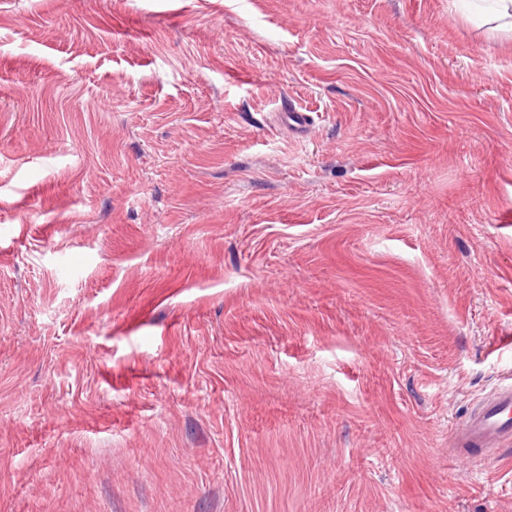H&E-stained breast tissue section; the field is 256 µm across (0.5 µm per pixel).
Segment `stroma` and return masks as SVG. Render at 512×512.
I'll use <instances>...</instances> for the list:
<instances>
[{
	"mask_svg": "<svg viewBox=\"0 0 512 512\" xmlns=\"http://www.w3.org/2000/svg\"><path fill=\"white\" fill-rule=\"evenodd\" d=\"M509 383L512 36L0 0V512H512ZM281 123L288 129V133L305 136L311 131L314 119L306 112H298L295 108L288 111V108L284 106V112L281 113ZM454 437L462 457L497 461L499 447L512 440L511 384L480 402L456 429Z\"/></svg>",
	"mask_w": 512,
	"mask_h": 512,
	"instance_id": "stroma-1",
	"label": "stroma"
}]
</instances>
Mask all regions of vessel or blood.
<instances>
[{"label":"vessel or blood","instance_id":"vessel-or-blood-1","mask_svg":"<svg viewBox=\"0 0 512 512\" xmlns=\"http://www.w3.org/2000/svg\"><path fill=\"white\" fill-rule=\"evenodd\" d=\"M281 123L289 133L303 136L311 131L314 119L292 109L282 112ZM454 437L464 458L487 461L497 456L500 446L512 441V386L502 387L480 402Z\"/></svg>","mask_w":512,"mask_h":512}]
</instances>
